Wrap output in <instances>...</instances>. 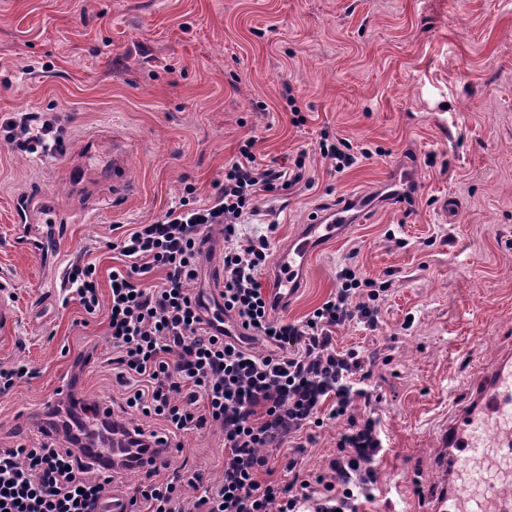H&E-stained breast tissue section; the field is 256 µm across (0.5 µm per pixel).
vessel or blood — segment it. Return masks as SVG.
Segmentation results:
<instances>
[{
    "mask_svg": "<svg viewBox=\"0 0 512 512\" xmlns=\"http://www.w3.org/2000/svg\"><path fill=\"white\" fill-rule=\"evenodd\" d=\"M126 152L112 151V197L121 199L126 186ZM389 192L391 205L407 207L416 198L412 166L395 170ZM369 207L350 199L301 225L277 251L269 277L274 286L271 303L285 310L300 285L299 274L322 242L343 233ZM12 291L0 282V332L12 330ZM474 409L455 414L441 435L447 455L442 468L447 478L442 495L426 499L425 512H512V500L501 498L495 485L484 481L480 466L485 461L498 465L501 480H512V360L496 363L475 391Z\"/></svg>",
    "mask_w": 512,
    "mask_h": 512,
    "instance_id": "1",
    "label": "vessel or blood"
}]
</instances>
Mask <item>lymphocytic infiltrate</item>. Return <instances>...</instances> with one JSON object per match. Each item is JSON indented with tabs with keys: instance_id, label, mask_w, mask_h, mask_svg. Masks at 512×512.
Wrapping results in <instances>:
<instances>
[{
	"instance_id": "f902f5d3",
	"label": "lymphocytic infiltrate",
	"mask_w": 512,
	"mask_h": 512,
	"mask_svg": "<svg viewBox=\"0 0 512 512\" xmlns=\"http://www.w3.org/2000/svg\"><path fill=\"white\" fill-rule=\"evenodd\" d=\"M60 115L21 111L0 121V140L13 150L52 156L62 149ZM255 139L239 146L224 165V182L213 204L196 202L186 185L162 219L136 225L110 242L122 258L108 292H101L95 265L73 261L64 277L63 303L86 314L107 311L108 363L125 391L124 418L100 427L128 447L146 452L162 446L182 451L184 435L219 430L224 472L210 482L202 472H146L144 480L116 492L129 462L94 464L83 452L84 426H60L57 412L39 424L42 442L0 448V504L6 512H359L378 482L375 461L384 443L379 417L354 415L355 402H371L374 358L354 348L337 349L338 327L356 322L378 329L390 281L341 268L336 289L304 320L272 318L262 276L275 225L251 227L263 197L311 186L305 155L288 167L261 165ZM224 235V285L220 304L209 308L193 285L201 245L213 227ZM232 315L239 333L224 329ZM255 341L267 350H252ZM140 414L163 422L164 433L135 424ZM345 419L324 472L303 476L296 451L309 429ZM63 432V442L51 436ZM282 457L272 456V449ZM196 493L186 503L187 490Z\"/></svg>"
}]
</instances>
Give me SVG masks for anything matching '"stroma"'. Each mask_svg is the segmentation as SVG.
Masks as SVG:
<instances>
[{"mask_svg":"<svg viewBox=\"0 0 512 512\" xmlns=\"http://www.w3.org/2000/svg\"><path fill=\"white\" fill-rule=\"evenodd\" d=\"M0 60V117H65L56 159L0 141V279L16 306L0 363L37 372L0 395V448L36 442L62 390L122 415L106 314L63 305L60 291L79 257L108 291L115 225L154 221L188 183L212 204L225 162L253 136L259 163L288 166L303 151L315 178L255 216L277 224L279 246L316 213L373 195L406 158L413 209H373L324 245L283 316L303 319L345 265L392 281L380 329L350 323L334 343L377 357L376 398L355 411L380 418L385 448L359 512H421L444 487L437 429L473 406L483 368L512 353V0H0ZM295 108L305 125L291 124ZM107 131L129 147L116 202ZM325 134L351 144L352 167L331 172ZM444 195L459 203L449 218ZM24 197L43 223L18 227ZM343 426L313 429L301 470L325 466ZM182 442L171 468L219 481L221 433Z\"/></svg>","mask_w":512,"mask_h":512,"instance_id":"obj_1","label":"stroma"}]
</instances>
